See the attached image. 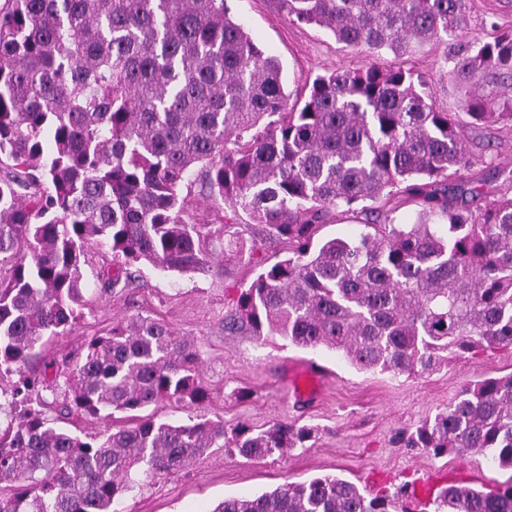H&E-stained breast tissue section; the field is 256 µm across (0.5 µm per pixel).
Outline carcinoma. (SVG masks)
<instances>
[{"label":"carcinoma","mask_w":512,"mask_h":512,"mask_svg":"<svg viewBox=\"0 0 512 512\" xmlns=\"http://www.w3.org/2000/svg\"><path fill=\"white\" fill-rule=\"evenodd\" d=\"M292 22L316 25L366 56L359 68L306 79L290 100L280 63L230 16L227 0H0V374L17 380L0 413V512H122L125 496L212 448L246 457L305 447L313 429L277 421L255 431L201 415L182 423L140 415L197 407L195 344L133 317L84 345L62 411L133 424L85 440L33 405L51 363L36 350L81 317L85 245L111 251L107 287L150 265L212 271L210 225L184 189L195 170L227 201L224 276L247 261L224 329L325 347L354 367L394 375L448 357L512 346V197L478 212L448 204L467 177L461 114L512 129V101L471 92L462 112L436 107L431 85L397 56L443 38L448 74L512 77V31L487 41L468 27V0H282ZM418 207L399 224L390 202ZM339 208L364 215L352 239L315 238ZM249 217L244 223L240 214ZM288 255L258 257L251 225ZM435 456H491L512 469V373L462 387L448 410L405 437ZM8 487H3V483ZM404 494L368 497L324 476L229 497L214 512H408ZM431 512H512V481L488 492L445 486Z\"/></svg>","instance_id":"1"}]
</instances>
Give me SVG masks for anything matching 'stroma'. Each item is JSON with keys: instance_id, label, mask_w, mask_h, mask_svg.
Instances as JSON below:
<instances>
[{"instance_id": "1", "label": "stroma", "mask_w": 512, "mask_h": 512, "mask_svg": "<svg viewBox=\"0 0 512 512\" xmlns=\"http://www.w3.org/2000/svg\"><path fill=\"white\" fill-rule=\"evenodd\" d=\"M231 15L266 55L283 69L285 89L302 88L306 77L355 69L363 58L325 30L289 21L280 0H229ZM469 28L477 39L512 30V0H469ZM445 44L425 46L413 54L382 53L380 64L401 65L431 80L435 103L458 111L468 87L493 88L512 97V78L486 73L463 86L448 74ZM469 151L483 156L475 178L481 191L505 193L512 171V134L496 126L466 125ZM83 267L82 316L66 334L46 346L56 359L77 358L83 343L106 333L113 321L132 316L164 321L176 336L191 340L200 353L198 374L209 398L202 415L223 421L225 429L243 423L255 429L288 420L314 428L311 447L285 457L249 458L218 449L197 459L186 471L160 474L130 492L124 512H213L230 496H257L284 482L316 476H338L370 494L395 491L425 472L437 474L438 486L493 488L512 477L491 459L476 455L433 456L397 441L454 403L468 382L512 373V348L450 359L447 365L407 377L359 371L339 353L304 350L277 336H256L249 330L225 331L224 317L235 308L240 287L256 276L253 265L240 263L224 276V243L215 240L218 265L208 275L177 276L141 267L135 280L105 287L102 274L112 266L108 249L88 243ZM315 361L330 372L310 400L293 397L290 366Z\"/></svg>"}]
</instances>
